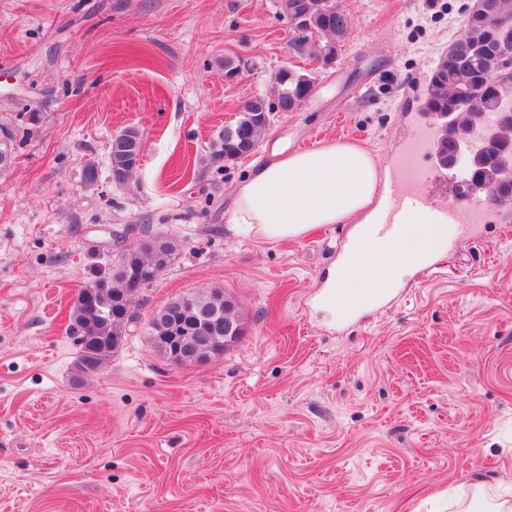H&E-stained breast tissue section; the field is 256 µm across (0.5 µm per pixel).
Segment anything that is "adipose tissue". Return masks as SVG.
<instances>
[{
  "mask_svg": "<svg viewBox=\"0 0 512 512\" xmlns=\"http://www.w3.org/2000/svg\"><path fill=\"white\" fill-rule=\"evenodd\" d=\"M385 179L374 159L352 143L279 149L274 161L238 186L232 222L266 241L297 240L324 224L354 222L362 246L346 260L362 287L374 288L390 273L394 258L431 260L450 231L413 213L396 244L365 238L366 225L377 218L375 202Z\"/></svg>",
  "mask_w": 512,
  "mask_h": 512,
  "instance_id": "ef3b65f1",
  "label": "adipose tissue"
}]
</instances>
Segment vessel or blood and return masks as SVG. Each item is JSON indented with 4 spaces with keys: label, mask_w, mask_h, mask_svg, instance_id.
Here are the masks:
<instances>
[{
    "label": "vessel or blood",
    "mask_w": 512,
    "mask_h": 512,
    "mask_svg": "<svg viewBox=\"0 0 512 512\" xmlns=\"http://www.w3.org/2000/svg\"><path fill=\"white\" fill-rule=\"evenodd\" d=\"M426 139L423 133L411 137L391 161L388 193L380 210V220L366 229L371 239L396 243L406 228L408 215L413 212H436L441 222L458 225L464 234L476 232L481 225L495 223L496 210L483 203L466 208L434 206L430 195L418 185V163L424 155ZM416 268V263L411 261L395 262L393 278L387 279L381 287L350 289L352 306L362 308L375 305L396 287L398 281L408 279Z\"/></svg>",
    "instance_id": "obj_1"
}]
</instances>
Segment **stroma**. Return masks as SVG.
<instances>
[{
  "label": "stroma",
  "instance_id": "1",
  "mask_svg": "<svg viewBox=\"0 0 512 512\" xmlns=\"http://www.w3.org/2000/svg\"><path fill=\"white\" fill-rule=\"evenodd\" d=\"M470 3L336 0L353 28L329 68L293 52L277 0H0L17 135L0 170V512H448L477 474L512 483V223L351 315L319 297L352 225L269 242L230 224L274 148L347 141L388 165ZM227 57L251 65L237 82ZM282 67L315 77L309 99L254 156L210 162ZM129 126L144 149L117 187L108 146ZM129 224L181 243L133 309L223 290L245 324L223 355L171 364L140 326L79 373L73 300Z\"/></svg>",
  "mask_w": 512,
  "mask_h": 512
}]
</instances>
